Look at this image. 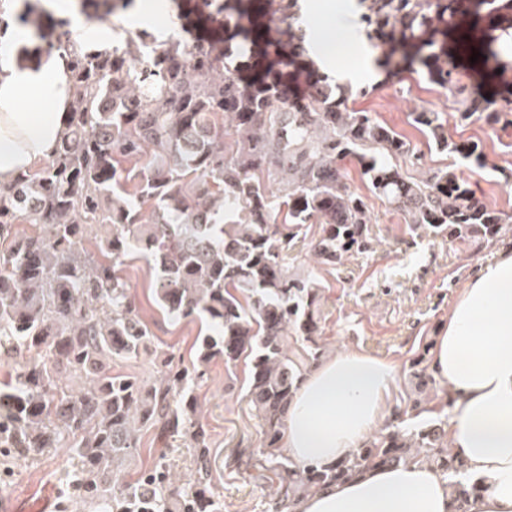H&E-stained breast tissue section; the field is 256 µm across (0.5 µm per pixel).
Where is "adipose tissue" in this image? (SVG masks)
<instances>
[{"label": "adipose tissue", "instance_id": "1", "mask_svg": "<svg viewBox=\"0 0 512 512\" xmlns=\"http://www.w3.org/2000/svg\"><path fill=\"white\" fill-rule=\"evenodd\" d=\"M0 183L49 159L67 123L68 59L58 54L21 63L0 51ZM431 371L454 398L448 419L461 479L483 490L469 512H512V250L498 252L450 306L431 349ZM396 368L367 352L320 360L288 410L281 446L305 463L349 455L383 427ZM294 512H451L448 477L420 463L378 467L300 498Z\"/></svg>", "mask_w": 512, "mask_h": 512}]
</instances>
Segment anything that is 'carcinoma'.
Returning a JSON list of instances; mask_svg holds the SVG:
<instances>
[{"label": "carcinoma", "instance_id": "cac0c4a2", "mask_svg": "<svg viewBox=\"0 0 512 512\" xmlns=\"http://www.w3.org/2000/svg\"><path fill=\"white\" fill-rule=\"evenodd\" d=\"M224 15V38L193 53L179 42L143 58L148 32L113 28L119 46L62 39L72 97L66 131L43 166L0 185V349L22 355L15 379L0 386V453L35 458L69 448L73 486L90 512H219L210 480V447L195 389L203 368L249 359L248 396L263 439L246 465L271 471L282 494L271 512H291L303 495L365 470L408 462L441 467L452 478L453 512H467L476 485L453 480L461 465L448 449L441 418L413 429L393 423L335 462L303 464L283 455L289 405L323 356L318 336L321 286L288 265L302 242L315 262L336 266L371 247L365 197L343 162L355 163L368 190L423 231L460 247L512 232L509 216L485 204L455 165L419 176L393 128L355 108L348 86L319 79L294 95L305 27L298 0H279L266 16L251 0H204ZM367 35L382 47L389 72L424 74L462 94L461 56L496 78L512 71V0H363ZM135 0H77L94 26L112 24ZM42 0H0V16L19 26V53L46 52ZM256 54L248 76L231 58ZM457 112L489 126L512 125V98L470 97ZM438 151L474 166L477 142L448 136L436 112H415ZM138 167H129L132 160ZM17 224L36 228L13 233ZM106 228L101 257L88 253L93 225ZM318 225L307 238L306 225ZM132 252L154 273V295L173 319L203 315L197 362L167 355L154 377L112 371V362L158 351L119 265ZM183 437L196 450V477L179 484L161 463L113 485L117 464L140 432Z\"/></svg>", "mask_w": 512, "mask_h": 512}]
</instances>
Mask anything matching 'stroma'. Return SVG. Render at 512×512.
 Segmentation results:
<instances>
[{
    "label": "stroma",
    "instance_id": "obj_1",
    "mask_svg": "<svg viewBox=\"0 0 512 512\" xmlns=\"http://www.w3.org/2000/svg\"><path fill=\"white\" fill-rule=\"evenodd\" d=\"M162 2L163 21L149 25V33L161 35L164 22L170 20L181 39L192 45L224 27L223 15L201 8L197 0ZM301 2L304 18L323 27L335 42L337 54L322 72L314 62H307L295 76L297 92L307 93L319 73L328 83L351 87L357 93V108L401 133L423 171L443 166L449 157L429 146L412 115L424 110L439 113L454 140L474 141L485 148V166L463 164L460 174L485 202L512 215V183L504 177L512 170V126L493 129L476 118L459 123L455 112L448 109L452 99L447 90L416 75H394L382 68L367 73L362 48L352 39L353 34H365L366 27L351 0ZM368 204L373 251L352 254L333 269L309 261L302 248L290 251L288 261L310 273L322 288L320 341L327 353L360 350L397 364L389 407L392 413L403 415L405 426L410 427L414 421L406 417V410L428 394L414 377L412 361L432 346L458 289L497 252L512 249V235L478 248L458 249L442 238L412 231L401 213L377 197H369ZM122 274L159 349L193 362L198 324L175 322L160 312L151 288L153 273L139 255L126 259ZM248 376L247 361L228 368L217 360L207 367L196 388L210 435L211 483L223 512H267L278 491L272 472L246 467L239 458L241 451L258 447L262 438L261 421L246 397ZM159 462L187 481L196 470L195 450L188 439L163 440L148 429L142 431L138 448L119 470L129 478ZM75 467L66 448H51L33 459H2L0 503L13 505V512H87L71 484Z\"/></svg>",
    "mask_w": 512,
    "mask_h": 512
}]
</instances>
